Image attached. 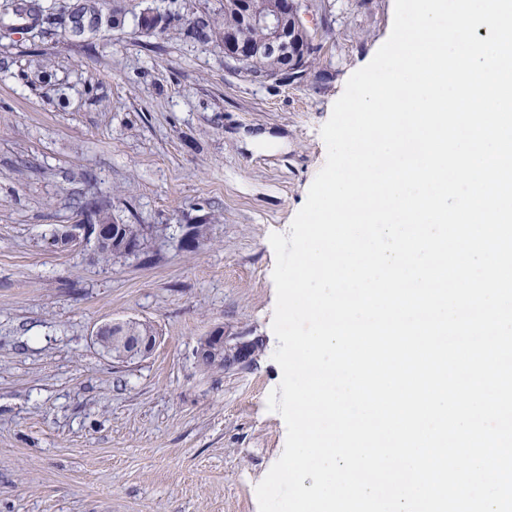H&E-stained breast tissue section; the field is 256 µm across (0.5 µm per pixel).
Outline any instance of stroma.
Instances as JSON below:
<instances>
[{
	"label": "stroma",
	"instance_id": "obj_1",
	"mask_svg": "<svg viewBox=\"0 0 512 512\" xmlns=\"http://www.w3.org/2000/svg\"><path fill=\"white\" fill-rule=\"evenodd\" d=\"M0 0V512H259L255 487L286 425L267 398L271 233L292 223L324 166L320 130L350 75L389 38L394 0H306L315 59L300 80L256 82L222 38L184 32L224 0ZM150 11L165 34L141 27ZM145 225L102 262L64 224ZM204 224L208 234L193 239ZM152 325L145 358L94 341L111 320ZM258 339L251 363L204 372L214 327Z\"/></svg>",
	"mask_w": 512,
	"mask_h": 512
}]
</instances>
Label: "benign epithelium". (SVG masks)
<instances>
[{"label":"benign epithelium","instance_id":"obj_1","mask_svg":"<svg viewBox=\"0 0 512 512\" xmlns=\"http://www.w3.org/2000/svg\"><path fill=\"white\" fill-rule=\"evenodd\" d=\"M237 5L241 11L243 26L261 24L270 29V38L264 45L256 47L243 35L233 33L224 38V59L239 65L260 50L285 62L287 70L296 66L300 48L297 37L303 29L302 16L297 11L288 9L285 0L265 11L257 8L253 0H237ZM90 238L98 245H110L123 254L134 250L133 245L115 236L110 224H69L55 235V241L62 248L76 247ZM123 343L126 344V351L110 353L113 359L122 363L148 356L156 346V336H127ZM253 344L254 340L247 336H226L224 328H216L202 337L196 346V364L202 367L220 360L237 365L249 363L254 357Z\"/></svg>","mask_w":512,"mask_h":512}]
</instances>
